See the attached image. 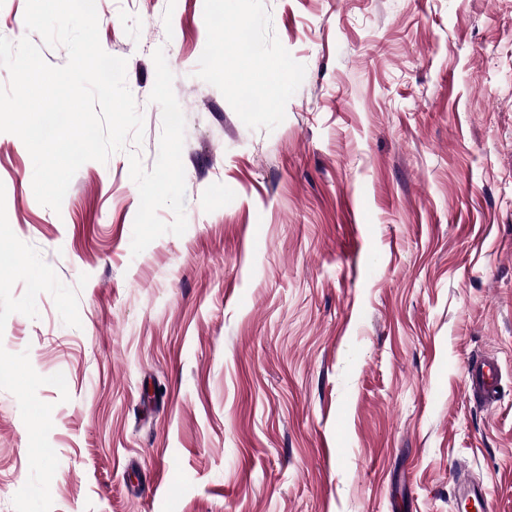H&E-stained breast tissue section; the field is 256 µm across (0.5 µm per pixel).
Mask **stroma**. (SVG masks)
<instances>
[{
	"label": "stroma",
	"mask_w": 512,
	"mask_h": 512,
	"mask_svg": "<svg viewBox=\"0 0 512 512\" xmlns=\"http://www.w3.org/2000/svg\"><path fill=\"white\" fill-rule=\"evenodd\" d=\"M96 9L148 170L165 53L187 229L132 254L126 152L56 212L0 133V512H453L460 473L512 512V0ZM501 369L497 359L484 357L479 362L469 363L467 386L484 402H493L499 396Z\"/></svg>",
	"instance_id": "stroma-1"
}]
</instances>
